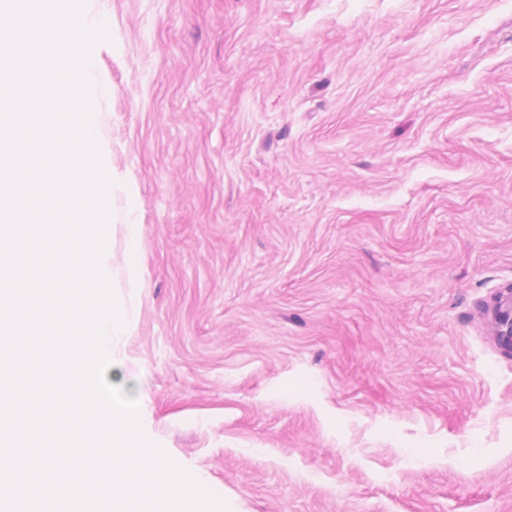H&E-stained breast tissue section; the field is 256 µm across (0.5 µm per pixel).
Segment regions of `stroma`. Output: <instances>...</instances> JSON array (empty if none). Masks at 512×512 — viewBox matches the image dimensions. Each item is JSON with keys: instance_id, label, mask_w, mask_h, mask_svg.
I'll use <instances>...</instances> for the list:
<instances>
[{"instance_id": "1", "label": "stroma", "mask_w": 512, "mask_h": 512, "mask_svg": "<svg viewBox=\"0 0 512 512\" xmlns=\"http://www.w3.org/2000/svg\"><path fill=\"white\" fill-rule=\"evenodd\" d=\"M83 15L145 436L229 512H512V0ZM498 296L488 309L494 335L500 336L505 347L512 350V296Z\"/></svg>"}]
</instances>
